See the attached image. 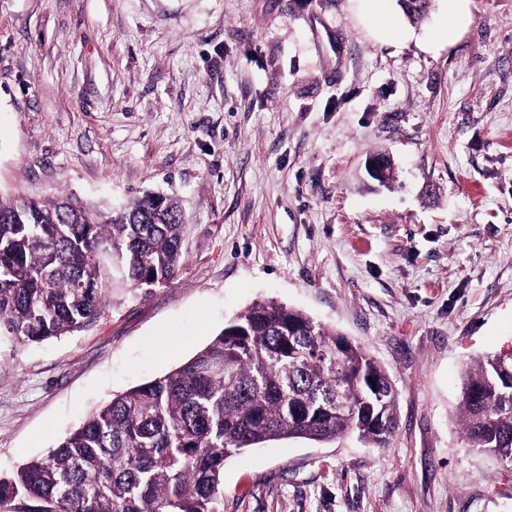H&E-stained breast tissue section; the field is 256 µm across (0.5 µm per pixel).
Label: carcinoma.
I'll use <instances>...</instances> for the list:
<instances>
[{
  "label": "carcinoma",
  "mask_w": 512,
  "mask_h": 512,
  "mask_svg": "<svg viewBox=\"0 0 512 512\" xmlns=\"http://www.w3.org/2000/svg\"><path fill=\"white\" fill-rule=\"evenodd\" d=\"M412 24L431 0H397ZM185 217L145 192L118 212L68 195L0 196V340L40 343L93 324L118 276L146 291L174 279ZM350 409L340 412L336 399ZM398 391L361 345L274 300L256 302L167 374L116 394L8 475L0 503L29 512H220L224 461L268 441L355 434L388 446ZM466 447L512 463V358L466 365Z\"/></svg>",
  "instance_id": "1"
}]
</instances>
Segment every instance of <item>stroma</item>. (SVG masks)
<instances>
[{
    "instance_id": "stroma-1",
    "label": "stroma",
    "mask_w": 512,
    "mask_h": 512,
    "mask_svg": "<svg viewBox=\"0 0 512 512\" xmlns=\"http://www.w3.org/2000/svg\"><path fill=\"white\" fill-rule=\"evenodd\" d=\"M0 0V194L187 220L173 282L0 343V473L275 300L361 343L389 445L281 439L224 463L223 512H512L466 448L461 377L512 350V0ZM388 155L395 178L368 172Z\"/></svg>"
}]
</instances>
